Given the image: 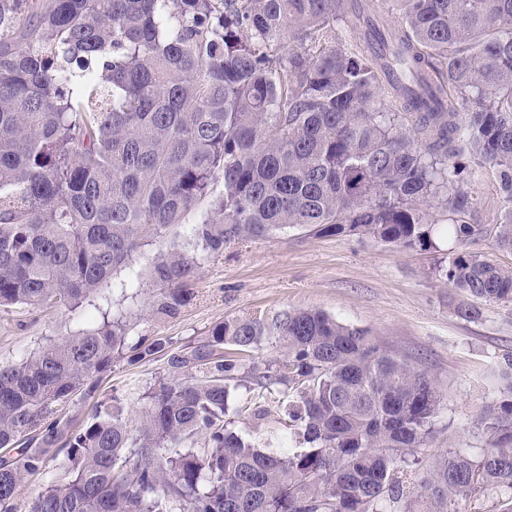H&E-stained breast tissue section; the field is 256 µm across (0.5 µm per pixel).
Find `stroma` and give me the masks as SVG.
Here are the masks:
<instances>
[{
	"mask_svg": "<svg viewBox=\"0 0 512 512\" xmlns=\"http://www.w3.org/2000/svg\"><path fill=\"white\" fill-rule=\"evenodd\" d=\"M450 248L447 240L427 250L404 249L351 234L287 229L230 246L223 257L202 262L193 282L194 303L166 320L149 313L148 280L118 289L127 276L121 269L80 310H0V365L18 362L85 324L101 323L100 309L108 304L127 313L133 335L166 336L178 347L200 342L216 325L239 317L269 320L289 311L320 310L368 330L382 349L428 376L441 396L432 438L414 449L413 464L397 472L408 493L446 451L480 455L486 446L477 425L480 411L512 397L503 376L512 364V304L483 301L478 318H462L457 309L468 297L453 292L437 273ZM182 375L164 356L136 364L120 360L104 376L100 395L120 396L137 413L145 409L144 394L156 381ZM264 406L263 420L241 418L236 430L261 449L298 447L282 424L281 394L269 395Z\"/></svg>",
	"mask_w": 512,
	"mask_h": 512,
	"instance_id": "obj_1",
	"label": "stroma"
}]
</instances>
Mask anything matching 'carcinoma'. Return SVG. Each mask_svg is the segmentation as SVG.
Here are the masks:
<instances>
[{"label": "carcinoma", "instance_id": "carcinoma-1", "mask_svg": "<svg viewBox=\"0 0 512 512\" xmlns=\"http://www.w3.org/2000/svg\"><path fill=\"white\" fill-rule=\"evenodd\" d=\"M393 27L359 0H0V309L94 298L120 268L128 286L157 242L148 306L191 305L200 261L285 229L352 232L402 248L446 239L448 287L512 304V268L467 246L487 233L464 176L472 158L503 208L512 251V0H389ZM222 183L221 193L213 185ZM200 255L166 247L200 203ZM436 206L453 215L429 221ZM121 313L0 366V512H453L477 491L512 512V399L484 408L487 448L448 451L404 497L395 472L426 445L441 396L431 381L321 311L216 325L171 364L135 419L94 399L113 363L171 345L132 339ZM260 391L287 386L285 427L308 447L264 452L229 419L239 359ZM207 373L199 381L192 374ZM64 454L69 479L18 503L27 474Z\"/></svg>", "mask_w": 512, "mask_h": 512}]
</instances>
